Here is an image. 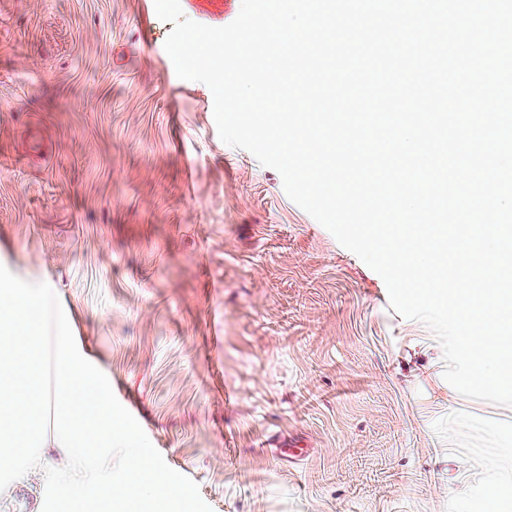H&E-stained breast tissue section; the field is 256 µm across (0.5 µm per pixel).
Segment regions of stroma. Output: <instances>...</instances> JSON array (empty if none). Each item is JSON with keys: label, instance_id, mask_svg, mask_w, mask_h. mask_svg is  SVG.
<instances>
[{"label": "stroma", "instance_id": "1", "mask_svg": "<svg viewBox=\"0 0 512 512\" xmlns=\"http://www.w3.org/2000/svg\"><path fill=\"white\" fill-rule=\"evenodd\" d=\"M222 27L241 0H180ZM154 0H0V264L50 280L212 512H495L512 407L225 144Z\"/></svg>", "mask_w": 512, "mask_h": 512}]
</instances>
